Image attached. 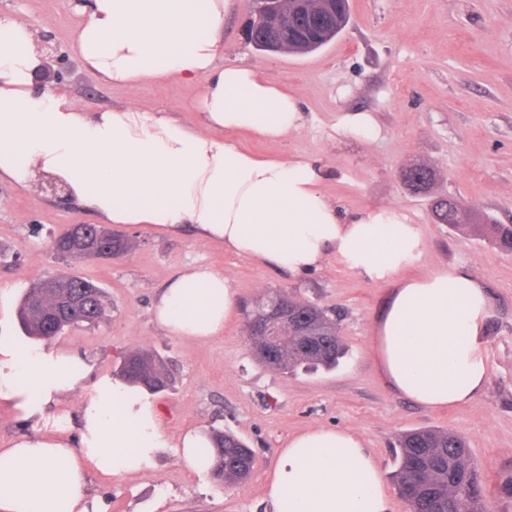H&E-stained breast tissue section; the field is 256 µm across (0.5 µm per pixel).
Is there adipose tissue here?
<instances>
[{
    "label": "adipose tissue",
    "mask_w": 512,
    "mask_h": 512,
    "mask_svg": "<svg viewBox=\"0 0 512 512\" xmlns=\"http://www.w3.org/2000/svg\"><path fill=\"white\" fill-rule=\"evenodd\" d=\"M227 0H85L71 45L114 85L178 80L201 86L189 129L168 113L136 107L90 112L70 96L38 91L43 61L34 25L0 15V177L42 180L104 224L191 228L226 251L297 278L336 255L390 293L375 328L378 367L391 390L428 409L472 401L488 380L493 317L485 282L467 267L409 279L425 253L408 215L379 207L341 213L309 157H264L239 134L280 139L304 126L297 98L241 64L221 65ZM237 307L230 280L208 266L175 278L154 302V322L191 340L221 336ZM93 370L77 352L0 339V401L32 434L0 448V512H108L89 472L126 477L172 452L197 474L213 465L208 434L170 441L140 386L98 378L80 406L78 436L51 407ZM384 474L350 429L293 435L266 476L273 512H391Z\"/></svg>",
    "instance_id": "ef3b65f1"
}]
</instances>
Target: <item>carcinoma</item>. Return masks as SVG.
<instances>
[{
  "label": "carcinoma",
  "mask_w": 512,
  "mask_h": 512,
  "mask_svg": "<svg viewBox=\"0 0 512 512\" xmlns=\"http://www.w3.org/2000/svg\"><path fill=\"white\" fill-rule=\"evenodd\" d=\"M350 14L336 21L322 43L305 45L288 41V52L306 54L333 41L349 24ZM439 224L453 228H481L487 238L503 250L512 251V224H498L488 218L478 224L473 213L461 221L457 208L442 206L432 213ZM94 285L91 280L74 274L53 275L34 284L21 298L18 321L25 336L33 341H44L40 310L54 304L66 295H77L81 285ZM300 317L299 326L291 338L277 346L278 356L266 365L278 370H292L301 364H312L327 369L345 353L338 334L340 316L337 311L322 308L310 302H301L283 294ZM110 308L105 292L100 298L85 304L75 312L78 320L60 325L58 333L73 326H95ZM118 376L129 384L139 385L151 394L165 391L170 376L161 359L146 350H138L122 357ZM214 464L224 462V469L211 470L212 479L220 484L247 479L253 468L240 465L245 445L231 433L212 428L209 431ZM398 469L394 478L400 495L406 500L409 512H482L483 487L480 473L471 460L465 438L445 430L421 429L402 434L398 439Z\"/></svg>",
  "instance_id": "carcinoma-1"
}]
</instances>
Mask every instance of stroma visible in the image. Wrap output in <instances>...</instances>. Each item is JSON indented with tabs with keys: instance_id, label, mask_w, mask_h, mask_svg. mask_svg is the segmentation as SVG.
Listing matches in <instances>:
<instances>
[{
	"instance_id": "obj_1",
	"label": "stroma",
	"mask_w": 512,
	"mask_h": 512,
	"mask_svg": "<svg viewBox=\"0 0 512 512\" xmlns=\"http://www.w3.org/2000/svg\"><path fill=\"white\" fill-rule=\"evenodd\" d=\"M351 21L339 36L307 54L262 53L244 40L248 0H230L224 18V60L256 67L294 94L307 123L278 140L241 136L262 156L307 155L325 167L323 185L341 212L391 207L419 224L426 241L409 273L464 265L488 288L494 317L485 392L469 404L426 409L396 395L376 367L370 336L386 290L365 280L335 255L303 279H292L255 260L225 252L221 243L191 234L161 235L147 227L112 225L133 242L116 259L76 261L57 256L53 236L70 224H93L94 213L68 195L41 184L30 190L0 181V337L22 338L19 302L36 282L76 273L104 289L112 305L104 321L54 338L48 347L78 352L94 365L92 377L55 406L75 427L80 403L94 379L112 375L129 351L158 354L174 378L155 394L162 430L170 439L214 426L252 448L256 465L242 482L220 485L190 473L172 454L139 474L95 475L90 490L109 512H271L265 477L289 437L315 427L356 431L386 476L392 512H408L392 477L399 435L419 429L462 434L485 484L488 512H512V251L472 230L434 223V198L457 197L477 215L512 224V0H350ZM0 11L37 25L55 43L70 44L81 19L72 0H0ZM57 83L90 111L135 105L163 108L195 127L191 104L200 88L167 81L110 85L77 56L67 55ZM345 112L371 113L376 139L337 135ZM425 165L435 179L427 191L406 187L401 168ZM198 265L228 276L240 305L222 336L192 341L165 333L151 306L169 280ZM280 289L341 313L339 334L347 349L335 369L278 371L261 364L246 331L244 304Z\"/></svg>"
}]
</instances>
